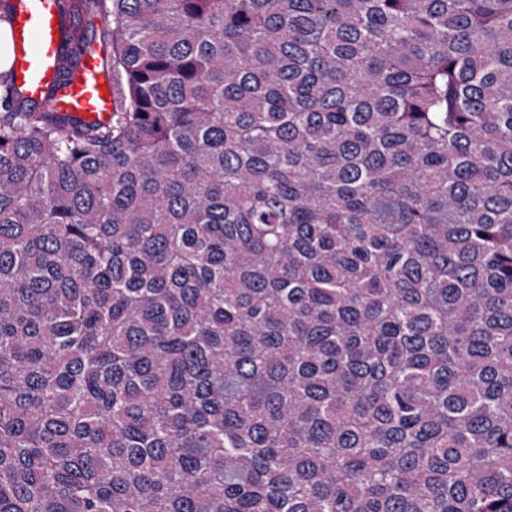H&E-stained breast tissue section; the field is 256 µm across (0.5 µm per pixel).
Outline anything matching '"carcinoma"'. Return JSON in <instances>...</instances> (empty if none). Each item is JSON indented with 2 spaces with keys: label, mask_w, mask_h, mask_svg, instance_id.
I'll list each match as a JSON object with an SVG mask.
<instances>
[{
  "label": "carcinoma",
  "mask_w": 512,
  "mask_h": 512,
  "mask_svg": "<svg viewBox=\"0 0 512 512\" xmlns=\"http://www.w3.org/2000/svg\"><path fill=\"white\" fill-rule=\"evenodd\" d=\"M105 122L0 70V512H512V0H61Z\"/></svg>",
  "instance_id": "obj_1"
}]
</instances>
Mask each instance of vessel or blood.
<instances>
[{"label":"vessel or blood","mask_w":512,"mask_h":512,"mask_svg":"<svg viewBox=\"0 0 512 512\" xmlns=\"http://www.w3.org/2000/svg\"><path fill=\"white\" fill-rule=\"evenodd\" d=\"M14 13L12 61L23 94L37 102L51 100L55 109L90 120H106L111 84L97 51L85 52L68 81L57 65L65 52L57 0H10Z\"/></svg>","instance_id":"obj_1"}]
</instances>
